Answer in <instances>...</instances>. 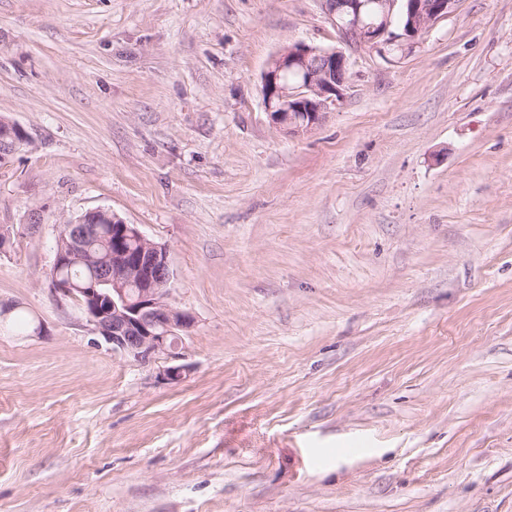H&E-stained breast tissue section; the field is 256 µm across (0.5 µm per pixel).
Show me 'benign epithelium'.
I'll return each mask as SVG.
<instances>
[{
	"label": "benign epithelium",
	"instance_id": "obj_1",
	"mask_svg": "<svg viewBox=\"0 0 512 512\" xmlns=\"http://www.w3.org/2000/svg\"><path fill=\"white\" fill-rule=\"evenodd\" d=\"M328 20L350 48H368L388 57V48L413 51L419 37L435 22L454 11L456 0H374L376 18L364 21L366 0H322ZM296 70L298 84L284 80ZM349 58L336 47L294 44L271 57L261 76L263 105L269 122L289 134H305L319 125L328 105L343 96ZM93 216L112 225L110 244L99 258L90 256L88 240L96 227ZM53 267L83 263L92 270L91 281L72 287L51 280L53 289L76 300L95 330L119 351L145 363L163 353L182 358L180 333L193 318L165 300L172 271L168 251L149 240L135 224H128L103 209L90 210L63 225Z\"/></svg>",
	"mask_w": 512,
	"mask_h": 512
}]
</instances>
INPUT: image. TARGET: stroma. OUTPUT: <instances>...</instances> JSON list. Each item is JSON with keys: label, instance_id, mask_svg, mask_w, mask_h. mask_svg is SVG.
<instances>
[{"label": "stroma", "instance_id": "35a3bbf8", "mask_svg": "<svg viewBox=\"0 0 512 512\" xmlns=\"http://www.w3.org/2000/svg\"><path fill=\"white\" fill-rule=\"evenodd\" d=\"M295 42L322 0H0V512H512V0L350 51L300 136ZM98 208L168 251L179 381L51 287ZM288 70L300 73V83L291 84L300 75ZM348 71L349 58L341 48L299 43L279 50L261 76L269 122L288 134L311 131L322 122L329 103L343 96Z\"/></svg>", "mask_w": 512, "mask_h": 512}]
</instances>
